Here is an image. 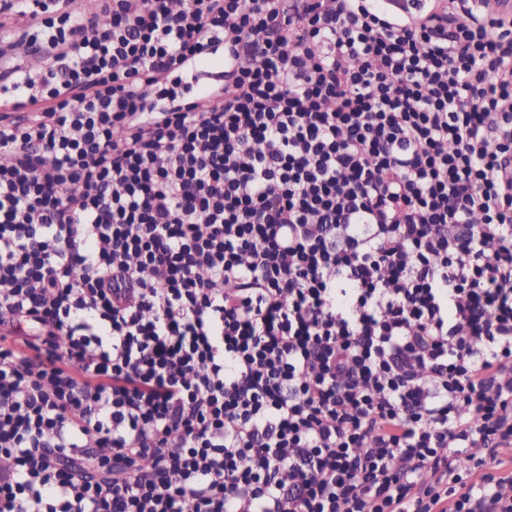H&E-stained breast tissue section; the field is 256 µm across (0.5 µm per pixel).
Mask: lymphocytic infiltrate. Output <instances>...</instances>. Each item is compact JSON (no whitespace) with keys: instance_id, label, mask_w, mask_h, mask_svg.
Listing matches in <instances>:
<instances>
[{"instance_id":"obj_1","label":"lymphocytic infiltrate","mask_w":512,"mask_h":512,"mask_svg":"<svg viewBox=\"0 0 512 512\" xmlns=\"http://www.w3.org/2000/svg\"><path fill=\"white\" fill-rule=\"evenodd\" d=\"M56 6L7 4L0 512H512V17ZM222 67L223 59L214 52L201 58L192 68L193 75L191 76V82L197 88L196 94L199 97L207 96L208 87L198 83V76L203 73H211Z\"/></svg>"}]
</instances>
